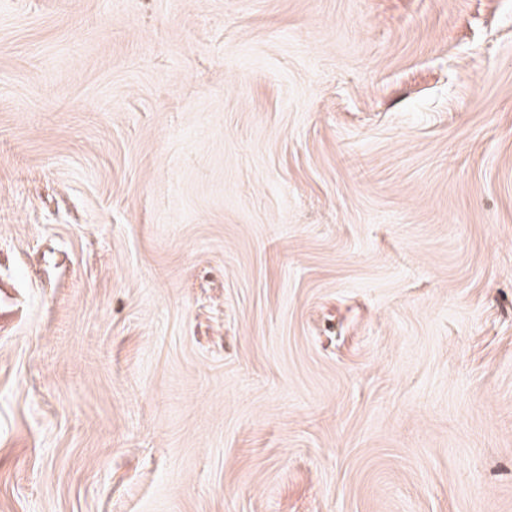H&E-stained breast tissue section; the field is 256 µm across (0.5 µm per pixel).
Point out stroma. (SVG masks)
<instances>
[{
	"instance_id": "1",
	"label": "stroma",
	"mask_w": 512,
	"mask_h": 512,
	"mask_svg": "<svg viewBox=\"0 0 512 512\" xmlns=\"http://www.w3.org/2000/svg\"><path fill=\"white\" fill-rule=\"evenodd\" d=\"M0 512H512V0H0Z\"/></svg>"
}]
</instances>
